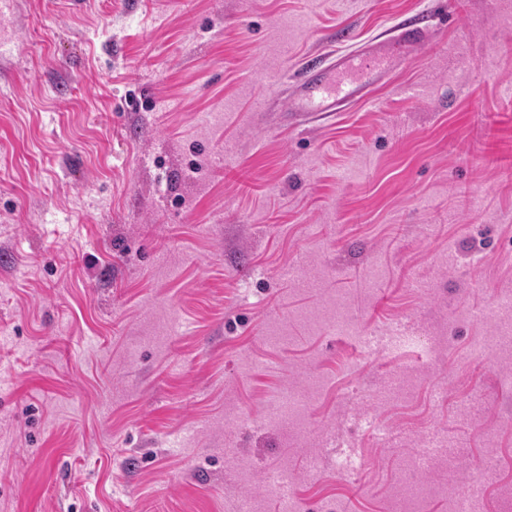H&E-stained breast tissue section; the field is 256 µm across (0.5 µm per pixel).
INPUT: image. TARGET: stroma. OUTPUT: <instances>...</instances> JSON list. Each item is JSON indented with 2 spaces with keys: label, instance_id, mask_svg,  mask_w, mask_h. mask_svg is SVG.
Here are the masks:
<instances>
[{
  "label": "stroma",
  "instance_id": "1",
  "mask_svg": "<svg viewBox=\"0 0 512 512\" xmlns=\"http://www.w3.org/2000/svg\"><path fill=\"white\" fill-rule=\"evenodd\" d=\"M424 9L431 41L373 102L292 120L308 58ZM504 288L512 0L0 8V512H278L274 468L303 512H389L431 432L465 445L460 471L497 455V512L512 358L460 354ZM341 295L435 356L336 336ZM286 385L315 394L296 431L266 418Z\"/></svg>",
  "mask_w": 512,
  "mask_h": 512
}]
</instances>
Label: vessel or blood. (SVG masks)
Returning a JSON list of instances; mask_svg holds the SVG:
<instances>
[{
	"label": "vessel or blood",
	"mask_w": 512,
	"mask_h": 512,
	"mask_svg": "<svg viewBox=\"0 0 512 512\" xmlns=\"http://www.w3.org/2000/svg\"><path fill=\"white\" fill-rule=\"evenodd\" d=\"M428 38L426 28L405 25L400 27L390 44L336 49L334 64L330 67L307 64L300 74L290 110L309 117H321L366 101L369 87L389 69L394 55L411 57Z\"/></svg>",
	"instance_id": "1"
}]
</instances>
